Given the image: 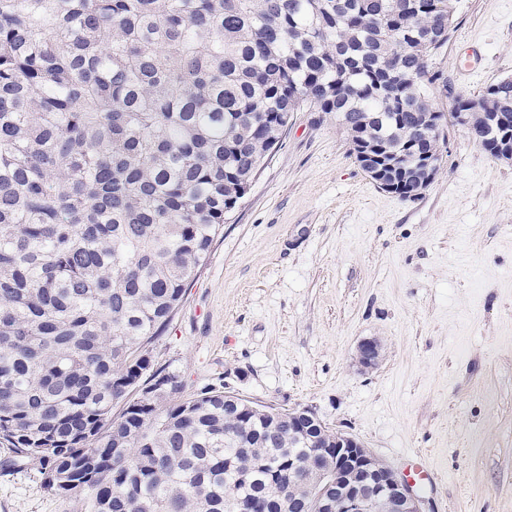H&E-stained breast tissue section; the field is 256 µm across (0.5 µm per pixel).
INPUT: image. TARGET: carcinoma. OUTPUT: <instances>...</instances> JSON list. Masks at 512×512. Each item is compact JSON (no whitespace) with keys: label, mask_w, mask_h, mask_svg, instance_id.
Masks as SVG:
<instances>
[{"label":"carcinoma","mask_w":512,"mask_h":512,"mask_svg":"<svg viewBox=\"0 0 512 512\" xmlns=\"http://www.w3.org/2000/svg\"><path fill=\"white\" fill-rule=\"evenodd\" d=\"M455 0H0V446L88 512H292L288 427L153 363L291 113L415 199L437 100L497 156L512 78L448 97Z\"/></svg>","instance_id":"cac0c4a2"}]
</instances>
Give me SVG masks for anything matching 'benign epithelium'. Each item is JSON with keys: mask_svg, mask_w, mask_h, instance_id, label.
<instances>
[{"mask_svg": "<svg viewBox=\"0 0 512 512\" xmlns=\"http://www.w3.org/2000/svg\"><path fill=\"white\" fill-rule=\"evenodd\" d=\"M381 357L378 339L365 337L356 347V362L366 370L375 368ZM288 422L309 435L319 422L316 412L303 407L288 411ZM333 447L322 452L336 458L334 478L321 490L317 512H423L422 502L408 481L376 457L354 436L334 431Z\"/></svg>", "mask_w": 512, "mask_h": 512, "instance_id": "obj_1", "label": "benign epithelium"}]
</instances>
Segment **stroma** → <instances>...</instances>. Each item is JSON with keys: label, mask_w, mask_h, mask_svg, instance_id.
I'll list each match as a JSON object with an SVG mask.
<instances>
[{"label": "stroma", "mask_w": 512, "mask_h": 512, "mask_svg": "<svg viewBox=\"0 0 512 512\" xmlns=\"http://www.w3.org/2000/svg\"><path fill=\"white\" fill-rule=\"evenodd\" d=\"M456 19L434 65L474 98L512 76V0H457ZM444 134L435 180L404 199L334 116L293 113L151 355L181 397L224 386L310 407L397 470L422 455L423 512H512V162ZM373 336L365 372L356 346ZM0 512L85 507L30 463L0 472ZM381 357V344L378 339L365 337L356 347V362L366 370L375 368Z\"/></svg>", "instance_id": "35a3bbf8"}]
</instances>
